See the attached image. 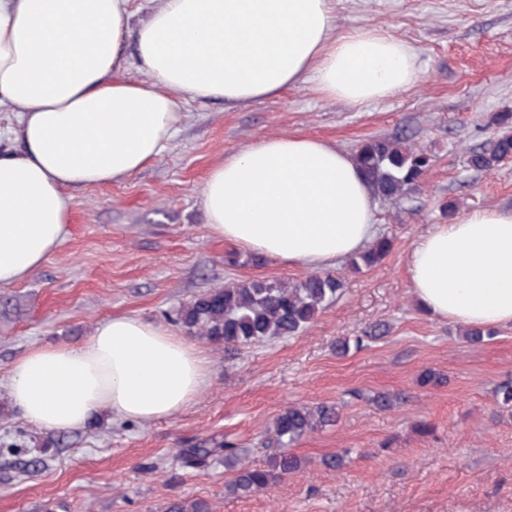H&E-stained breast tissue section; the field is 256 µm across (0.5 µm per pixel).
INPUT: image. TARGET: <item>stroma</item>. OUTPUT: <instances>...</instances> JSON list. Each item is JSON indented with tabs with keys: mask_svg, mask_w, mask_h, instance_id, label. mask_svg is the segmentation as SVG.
I'll list each match as a JSON object with an SVG mask.
<instances>
[{
	"mask_svg": "<svg viewBox=\"0 0 512 512\" xmlns=\"http://www.w3.org/2000/svg\"><path fill=\"white\" fill-rule=\"evenodd\" d=\"M333 10L338 32L369 29L408 44L419 82L362 106L307 84L239 106L185 98L162 156L111 184L67 189L65 241L26 280L0 288V512H163L183 498L211 512H512V413L494 398L512 378V327L470 344L459 324L419 311L407 276L408 254L432 225L512 208V161L490 172L467 164L497 135L491 115L512 112V0H333ZM281 133L351 152L372 137H405L429 153L403 204L377 203L389 254L358 273L339 261L343 295L301 335L229 350L203 343L209 384L174 417L144 425L104 410L88 427L55 432L57 447L44 449L50 434L12 409L2 384L30 347L84 343L115 315L163 325L166 312L217 285L306 276L215 237L203 210V182L221 154ZM378 325L384 337L337 354L338 339ZM426 370L443 384L421 385ZM353 389L362 399L348 398ZM378 394L396 406L378 409ZM336 402L337 425L303 436L293 447L302 469L269 492L229 495L223 460L198 474L177 457L230 439L261 464L265 433L288 404ZM345 449L343 468L323 466Z\"/></svg>",
	"mask_w": 512,
	"mask_h": 512,
	"instance_id": "stroma-1",
	"label": "stroma"
}]
</instances>
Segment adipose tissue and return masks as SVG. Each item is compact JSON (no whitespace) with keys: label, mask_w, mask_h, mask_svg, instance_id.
Listing matches in <instances>:
<instances>
[{"label":"adipose tissue","mask_w":512,"mask_h":512,"mask_svg":"<svg viewBox=\"0 0 512 512\" xmlns=\"http://www.w3.org/2000/svg\"><path fill=\"white\" fill-rule=\"evenodd\" d=\"M332 0H158L130 27L127 0H0V105L19 145L0 149V286L27 279L68 233L69 187L130 176L155 161L183 118V95L234 106L312 82L362 105L418 83L411 48L371 30L337 33ZM134 40L145 79L124 77ZM206 222L244 252L328 269L377 236L376 199L353 153L298 134L218 158L202 189ZM412 295L434 319L512 326V210L434 225L408 255ZM204 351L131 316L98 322L81 345L35 346L8 394L35 427L72 430L108 408L150 424L196 400Z\"/></svg>","instance_id":"obj_1"}]
</instances>
